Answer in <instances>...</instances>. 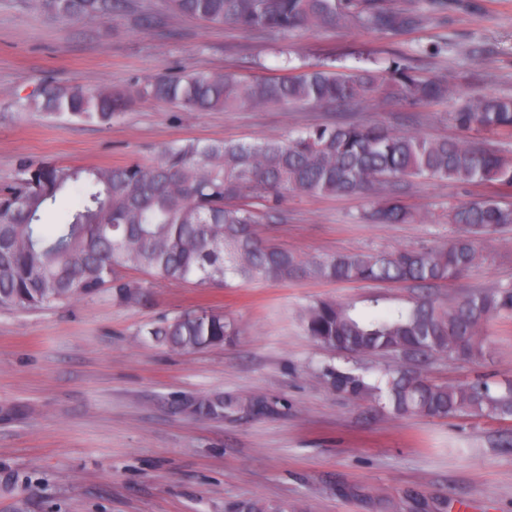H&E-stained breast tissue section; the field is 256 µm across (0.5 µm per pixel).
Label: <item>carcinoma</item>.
I'll return each mask as SVG.
<instances>
[{"label": "carcinoma", "mask_w": 512, "mask_h": 512, "mask_svg": "<svg viewBox=\"0 0 512 512\" xmlns=\"http://www.w3.org/2000/svg\"><path fill=\"white\" fill-rule=\"evenodd\" d=\"M48 16L115 20L136 10L137 0H24ZM173 11L208 24H232L290 35L349 21L388 34L409 32L422 17L391 11L383 0H168ZM382 95L416 105L448 98L447 82L415 74L397 56L382 70L345 72L318 67L296 76L250 81L234 74L196 73L145 78L126 91L108 87L46 86L27 106L59 118L107 124L142 100L175 104L184 112L214 108H333ZM462 130L480 129L512 138V98L477 96L453 113ZM445 178L462 184L512 188V157L466 141L428 138L380 124L347 119L304 128L294 138L251 142L189 141L166 148L160 161L119 166L19 164L16 182L0 190V307L21 311L64 305L105 286L130 301L144 285L128 269L156 282L230 286L235 280L286 282L314 275L335 281L405 283L427 290L460 279L479 261V237L512 224V207L485 199L462 204L451 222L464 234L430 249L383 254H337L303 259L265 241L263 223L283 221L286 194L371 193L364 218L400 224L415 214L400 198L396 181ZM81 204L65 211L51 232L42 218L74 187ZM512 314V283L476 289L446 305L428 294L393 318L363 320L335 301L316 299L301 311L306 335L322 346L352 353H382L398 362L385 383L329 367L330 388L353 400H386L398 416L431 418L477 415L512 418V382L496 388L483 378L465 384L436 383L416 371L436 356L478 360L483 326ZM172 351L224 344L238 335L222 314L188 312L147 330ZM263 395H216L186 400L192 414L257 416L275 411Z\"/></svg>", "instance_id": "1"}]
</instances>
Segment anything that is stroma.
Segmentation results:
<instances>
[{"label":"stroma","mask_w":512,"mask_h":512,"mask_svg":"<svg viewBox=\"0 0 512 512\" xmlns=\"http://www.w3.org/2000/svg\"><path fill=\"white\" fill-rule=\"evenodd\" d=\"M154 17L107 22L52 18L0 0V188L20 161L113 166L155 164L190 139H283L344 115L361 123L463 139L512 155V140L460 130L452 119L476 95L512 96V0H422L415 30L381 34L353 24L285 37L173 14L167 0H139ZM401 55L418 73L447 81V100L430 106L395 98L331 110L245 108L183 112L138 101L107 125L71 122L24 108L49 80L87 89L181 73L243 78L302 73L328 63L351 70ZM420 222L370 224L368 194L286 195V220L263 238L301 257L427 249L460 232L451 208L512 191L445 179L403 183ZM479 264L434 288L452 302L471 289L512 282V227L479 240ZM406 284L299 278L202 288L160 283L138 302L111 289L64 306L0 308V512H231L259 500L290 512H512V420L461 415L397 417L370 401L331 390L327 365L377 379L392 358L345 354L306 336L300 311L327 298L368 316L410 308ZM224 313L240 333L224 345L172 352L146 331L184 311ZM481 362L437 357L424 368L440 383L484 375L512 381V318L484 327ZM232 393L276 401L275 413L201 418L179 400Z\"/></svg>","instance_id":"obj_1"}]
</instances>
